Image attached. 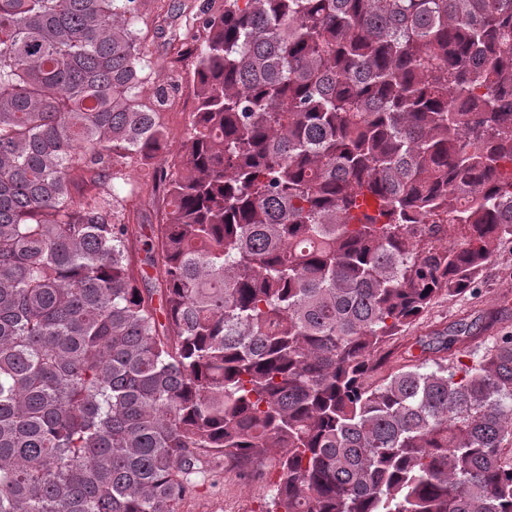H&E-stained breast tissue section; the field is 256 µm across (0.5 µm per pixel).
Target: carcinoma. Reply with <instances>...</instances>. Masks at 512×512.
I'll return each instance as SVG.
<instances>
[{
    "label": "carcinoma",
    "instance_id": "obj_1",
    "mask_svg": "<svg viewBox=\"0 0 512 512\" xmlns=\"http://www.w3.org/2000/svg\"><path fill=\"white\" fill-rule=\"evenodd\" d=\"M135 4L0 0V512H179L268 455L266 512H512V332L379 373L512 242V0H224L145 241ZM156 164L144 165L141 162H132L125 169L126 178L135 181L138 185V195L142 203L127 210L129 224H145L144 232L150 234L148 224H156L157 214L165 209L167 197L162 189L157 191L152 179V168ZM129 175V177H128Z\"/></svg>",
    "mask_w": 512,
    "mask_h": 512
}]
</instances>
